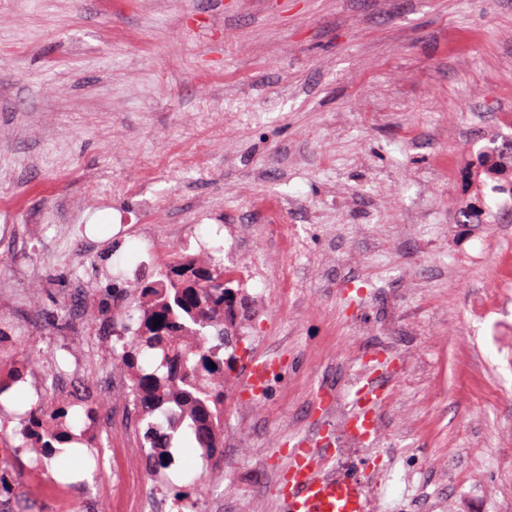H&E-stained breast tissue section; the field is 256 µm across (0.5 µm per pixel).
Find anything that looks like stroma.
Here are the masks:
<instances>
[{"instance_id":"stroma-1","label":"stroma","mask_w":512,"mask_h":512,"mask_svg":"<svg viewBox=\"0 0 512 512\" xmlns=\"http://www.w3.org/2000/svg\"><path fill=\"white\" fill-rule=\"evenodd\" d=\"M506 112L512 0H0V205L23 229L0 245V326L21 330L29 370L7 427L45 396V365L107 366L120 294L158 278L149 249L242 268L223 455L175 441L169 466L101 471L71 512H134L146 486L262 512L270 449L318 433L375 512H512V211L454 222L448 175L488 126L512 137ZM194 153L208 166L185 167ZM113 183L130 190L92 209ZM258 358L276 370L252 398ZM366 367L387 393L372 453L336 424ZM129 384L99 406L118 452L142 434ZM20 443L0 438L12 504L55 512Z\"/></svg>"}]
</instances>
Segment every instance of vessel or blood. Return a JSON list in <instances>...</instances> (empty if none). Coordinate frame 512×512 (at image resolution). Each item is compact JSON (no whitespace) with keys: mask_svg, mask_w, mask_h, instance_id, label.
Wrapping results in <instances>:
<instances>
[{"mask_svg":"<svg viewBox=\"0 0 512 512\" xmlns=\"http://www.w3.org/2000/svg\"><path fill=\"white\" fill-rule=\"evenodd\" d=\"M381 400L380 387L364 379L357 384L350 403L347 428L360 444L368 447L379 439L376 408ZM287 458L276 491L280 512H370V500L360 482L331 474L334 452L321 439H289Z\"/></svg>","mask_w":512,"mask_h":512,"instance_id":"obj_1","label":"vessel or blood"}]
</instances>
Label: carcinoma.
<instances>
[{"mask_svg": "<svg viewBox=\"0 0 512 512\" xmlns=\"http://www.w3.org/2000/svg\"><path fill=\"white\" fill-rule=\"evenodd\" d=\"M236 280V269L216 259L207 264L181 257L163 262L159 279L138 288L140 317L133 339L123 341L119 349L112 348V354L133 372L129 393L133 413L142 418L165 405H178L199 447L215 455L220 454L224 439V358L220 351L240 340L233 324L238 296L229 287ZM212 338L218 344L210 345ZM145 349L161 351L167 368L164 376L146 373L138 366V356ZM41 416L39 409L26 413L18 430L21 447H31ZM181 425L182 421L166 429L148 427L143 440L152 448L151 465L162 466L173 433ZM67 443L69 433L55 430L41 464H50Z\"/></svg>", "mask_w": 512, "mask_h": 512, "instance_id": "obj_1", "label": "carcinoma"}]
</instances>
